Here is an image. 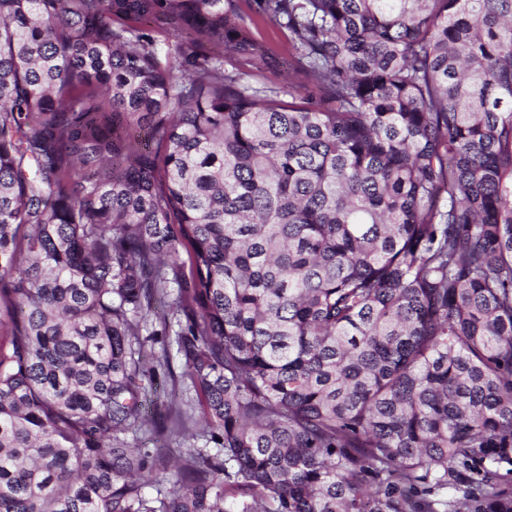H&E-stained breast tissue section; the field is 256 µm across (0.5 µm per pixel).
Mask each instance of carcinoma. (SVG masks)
I'll return each instance as SVG.
<instances>
[{"mask_svg":"<svg viewBox=\"0 0 512 512\" xmlns=\"http://www.w3.org/2000/svg\"><path fill=\"white\" fill-rule=\"evenodd\" d=\"M248 2L0 0V512H512V0ZM238 24L248 29L252 40L263 56L258 68L254 61L245 60L224 47V71H242L250 74L247 83L254 87H277L288 90L298 99L308 98L317 92L313 80L295 65V52L291 47L288 30L279 22L263 20L254 15L247 1L240 0ZM165 372L163 368L158 366L156 373L152 376V380L145 382L148 394L145 407L149 412H160L166 415L169 407H174L176 404L179 405L186 399L185 394H181L178 386L173 389L171 381ZM121 438H124L130 445L140 444L147 448H154L155 446H161L163 452H167L172 458L178 457L180 454L184 455L190 448H202L203 441L197 440H185L182 438L178 439H167L160 438V441L156 442L155 438L150 435H145L140 432L129 431L126 434H121Z\"/></svg>","mask_w":512,"mask_h":512,"instance_id":"1","label":"carcinoma"}]
</instances>
